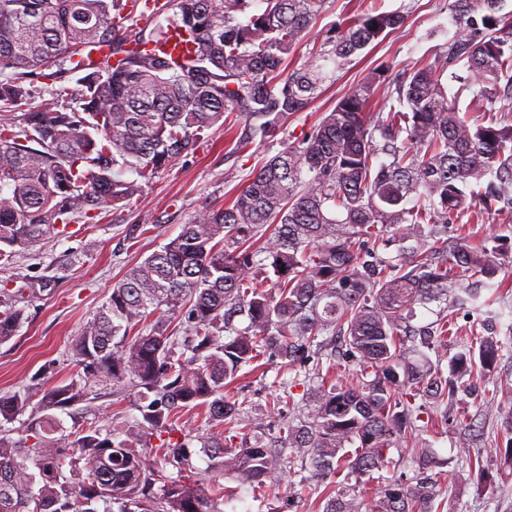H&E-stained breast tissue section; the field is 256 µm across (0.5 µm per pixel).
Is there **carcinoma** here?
Segmentation results:
<instances>
[{"label":"carcinoma","mask_w":512,"mask_h":512,"mask_svg":"<svg viewBox=\"0 0 512 512\" xmlns=\"http://www.w3.org/2000/svg\"><path fill=\"white\" fill-rule=\"evenodd\" d=\"M171 2L146 30L142 0H0L1 267L78 216L131 207L206 129L248 121L242 152L273 137L405 19L370 9L324 23L319 49L290 68L327 0ZM446 2L459 35L387 84V111L370 107L380 72L254 166L233 200L133 264L72 340L75 374L0 395V512H223L224 488L197 478L186 443L163 437L193 410L218 430L201 448L209 468L254 490L280 489L299 458L322 483L346 472L321 512H440L448 461L415 448L409 477L391 470L389 450L416 433V399L446 403L493 369L494 336L435 362L424 349L456 311L491 314L487 292L505 287L497 248L458 245L448 225L477 202L512 209V122L460 107L465 93L486 113L512 96V9ZM450 68L454 89L442 81ZM45 79L52 98L28 106ZM433 302L444 304L437 319L414 325ZM25 321L0 292V345ZM263 360L314 381L299 399L272 400L294 459L257 435L264 419L228 390ZM341 365L356 384L335 380ZM96 384L134 394L140 418L106 432L80 423L57 445L58 414ZM33 404L20 438L1 428ZM485 454L512 470V439ZM382 470L391 476L364 498L363 477Z\"/></svg>","instance_id":"1"}]
</instances>
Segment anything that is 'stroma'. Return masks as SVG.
I'll return each mask as SVG.
<instances>
[{"label":"stroma","mask_w":512,"mask_h":512,"mask_svg":"<svg viewBox=\"0 0 512 512\" xmlns=\"http://www.w3.org/2000/svg\"><path fill=\"white\" fill-rule=\"evenodd\" d=\"M382 11H401L407 20L403 28L387 35L378 45L368 48L353 66L326 84L306 111L288 119L277 137L255 140L250 155L237 151L235 137L215 126L204 131L194 154L175 168L162 172L145 188L133 209L103 213L98 223L73 238L53 233L33 248L21 251L12 268H0V289L9 288L19 306L24 307L26 322L10 342L0 345V392L31 387L34 381L62 382L75 372L69 347L83 325L105 302L113 284L141 257L151 253L166 238L177 235L182 224L212 206L231 199L236 187L228 183L229 171L238 177L250 174L263 157L281 148L282 140L310 129L322 113L331 111L338 100L374 72L391 66L402 71L432 60L435 43L430 32L441 30L446 37L456 33L448 20L444 0H329V17L339 21L363 12L365 7ZM151 225L149 234L134 238L130 228ZM470 244L501 237L505 246L498 256L502 278L512 277V217L490 214L489 218L468 225ZM495 332L505 346L491 373L477 379L476 394L497 391L498 407L487 412L470 407L467 421L458 418L453 407H440L422 423L416 444L435 448L449 462L443 486L444 512H512V472L497 473L490 457L482 463L494 471L493 480L483 482L469 466L478 450L506 444L502 426L512 413V292L497 306ZM275 372L242 369L235 387L249 401L268 427H275L278 416L269 404L282 395ZM95 399L78 405L75 415L64 418V426L76 421H94L104 428L124 425L135 416L132 399L119 400L95 387ZM290 490L264 501L254 500L250 487L236 485L232 500L224 512H317L323 484L306 470L294 469Z\"/></svg>","instance_id":"35a3bbf8"}]
</instances>
